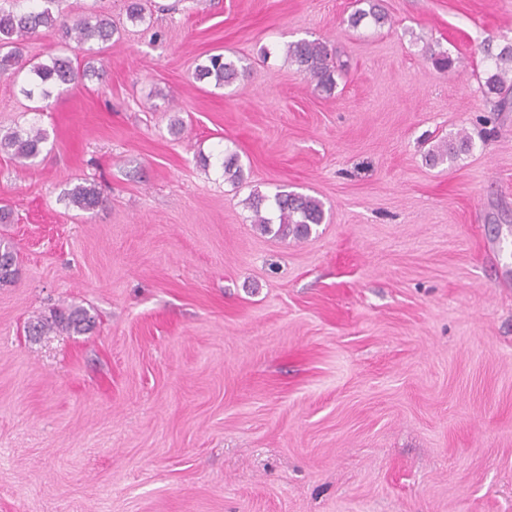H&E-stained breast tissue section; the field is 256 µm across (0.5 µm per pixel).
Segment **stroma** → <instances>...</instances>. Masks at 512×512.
Returning <instances> with one entry per match:
<instances>
[{"instance_id":"obj_1","label":"stroma","mask_w":512,"mask_h":512,"mask_svg":"<svg viewBox=\"0 0 512 512\" xmlns=\"http://www.w3.org/2000/svg\"><path fill=\"white\" fill-rule=\"evenodd\" d=\"M379 3L354 29V0H57L113 41L43 28L23 58L94 73L46 100L0 73V130L48 133L0 152V512H512V108L482 88L512 0ZM213 54L243 75L196 80ZM280 187L323 203L307 240L252 224ZM74 307L90 330L29 336ZM358 4H365L368 8H357L348 18L351 27H357L364 19L370 18L374 24L383 25L387 22V15L382 11L378 1L358 0ZM67 37L75 42L77 49L83 47L91 41L106 43L112 39L114 28L112 22L100 16L95 17L94 22L90 20L77 21L73 27H66ZM283 53L315 80L318 87L327 90L335 87L334 73L339 66L334 62L335 55L327 42L319 39L289 42L284 45ZM47 132L34 123L23 132L11 131L0 136V151L11 152L21 165L27 166L41 152L42 145L47 141ZM69 203L81 210H91L101 203V197L92 184H77L65 194Z\"/></svg>"}]
</instances>
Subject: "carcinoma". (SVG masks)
<instances>
[{
	"label": "carcinoma",
	"mask_w": 512,
	"mask_h": 512,
	"mask_svg": "<svg viewBox=\"0 0 512 512\" xmlns=\"http://www.w3.org/2000/svg\"><path fill=\"white\" fill-rule=\"evenodd\" d=\"M38 10L17 12L0 8V72L9 70L21 71L28 69L33 76L35 85L40 87V96H50V88L74 85L82 77L74 66L72 58L66 54L53 55L47 62L25 64L19 42L31 37L39 28H54L59 22L51 5L56 0H39ZM363 7L358 8L348 18L352 27L358 26L364 19H371L376 25L387 22V15L382 11L377 0H358ZM67 37L81 49L91 41L101 44L112 39L114 28L112 22L99 16L95 20L76 22L73 27L66 28ZM286 58L295 63L300 70L316 81L317 86L330 90L335 87L334 73L338 66L334 62V53L325 41L298 40L284 45ZM492 64L486 68L484 86L487 93L498 96L497 111L502 112L512 104V45H506L496 54L486 50ZM241 75L237 66L225 61L221 54L209 57V64L200 67L196 79H211L217 87L232 84ZM47 141V132L37 123H32L23 132L11 131L0 135V151H7L26 166L35 159ZM468 137L463 136L457 144H445L443 148L429 154L433 162L446 156L466 150ZM69 203L81 210H91L101 203V197L92 184H77L66 192ZM247 207L252 211V223L263 232H274L281 239L291 238L301 241L308 238L313 226L323 222V204L318 199L287 191L277 190L268 197L259 191H253L246 199ZM16 274V257L11 250L0 253V283L11 281ZM94 322L89 310L81 307L71 309L66 314L55 315L51 319L38 317L28 326V332L41 335L54 327H65L81 333Z\"/></svg>",
	"instance_id": "cac0c4a2"
}]
</instances>
